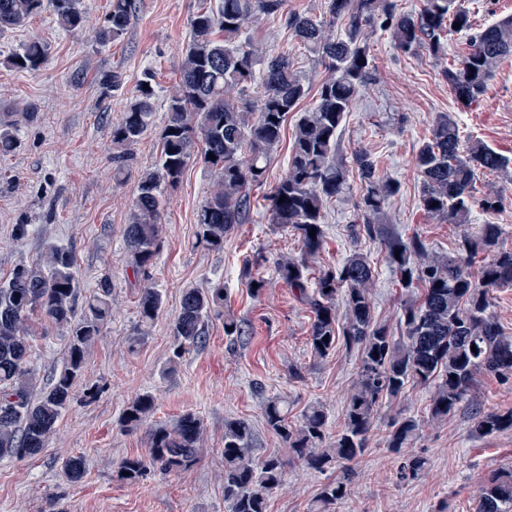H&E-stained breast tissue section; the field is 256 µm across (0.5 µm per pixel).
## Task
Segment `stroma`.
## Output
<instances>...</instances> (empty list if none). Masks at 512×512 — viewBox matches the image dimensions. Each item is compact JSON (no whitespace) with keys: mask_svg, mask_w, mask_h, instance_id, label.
Wrapping results in <instances>:
<instances>
[{"mask_svg":"<svg viewBox=\"0 0 512 512\" xmlns=\"http://www.w3.org/2000/svg\"><path fill=\"white\" fill-rule=\"evenodd\" d=\"M111 0H81L90 28H60L51 8L20 27L0 33V117L35 108L37 118L22 126L13 152L0 155V279L21 263L36 261L44 242L72 252L77 272V305H85L99 280H112V320L88 350L75 395L56 425L46 448L31 458L0 460V512H228L224 500V424L246 420L253 430V456L286 458L285 485L274 492L268 512H308L321 486L334 471L306 470L290 460L282 439L265 421L268 399L283 396L291 416L312 404L324 406L327 436L335 438L358 376L360 354L338 346L334 355L314 357L308 346L311 313L294 289L281 279L277 262L297 258L302 244L291 229L271 223L265 197L288 166L293 133L301 112L313 108L326 77L324 66L308 57L286 27V13L323 18L325 0H285L284 15L248 24L247 35L271 53H287L293 69L308 86L297 111L289 113L279 147L263 185L252 188L251 205L220 251L196 243L197 213L215 188L214 174L199 156H191L180 181L166 190L161 221L162 243L150 270L164 305L145 336H137L136 300L140 276L127 263L124 230L142 173L153 166L160 149L164 106H157L154 130L132 146V159L120 178L112 176L110 132L145 71H152L159 92L179 80L190 23L210 0H133L123 34L96 41ZM46 45V57L34 72L11 69L7 60L31 38ZM371 78L359 93L339 133V152L350 163L364 152L381 175L399 191L379 220L380 227L402 238L420 237L429 256L452 250L463 233L497 224L504 249L512 250V171L481 174L476 192H496L503 205L494 213L474 209L469 224H451L428 216L420 206L421 178L415 156L440 115L452 116L461 140H480L512 158V60L495 69L481 103L463 111L440 71L468 49L466 33L448 36V55L434 59L427 51H400L389 33L368 31ZM82 73L72 85L73 73ZM122 78L106 89L102 76ZM350 188L325 206L323 249L311 273L335 266L352 252L366 255L373 269L369 286L374 317L398 331V316L418 291L400 287L380 239L351 235L362 184L349 171ZM29 234L16 239L14 227ZM266 283L259 295L245 286L246 276ZM223 284L226 300L206 325V342L183 357L173 373L162 368L173 355L171 327L182 292L188 287ZM233 315L248 334H224V317ZM66 358L64 331L45 326L33 340L31 362L41 378H51ZM97 386L95 399L83 397ZM152 393L156 409L150 420L123 430L118 419L142 393ZM433 389L408 385L397 399L383 403L368 447L354 469L349 498L335 512H471L489 471L512 463V430L486 438L470 433L468 407L445 422L429 414ZM470 405L487 410L512 409V380L480 374ZM191 412L202 421L201 452L190 470L178 475L153 473L136 484L117 478L121 461L147 455L157 424L173 423ZM415 418L419 429L405 453L425 458L421 475L410 482L396 477L401 454L387 446V424ZM71 456L84 457L87 473L78 483L62 470Z\"/></svg>","mask_w":512,"mask_h":512,"instance_id":"obj_1","label":"stroma"}]
</instances>
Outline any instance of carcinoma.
<instances>
[{"label":"carcinoma","instance_id":"cac0c4a2","mask_svg":"<svg viewBox=\"0 0 512 512\" xmlns=\"http://www.w3.org/2000/svg\"><path fill=\"white\" fill-rule=\"evenodd\" d=\"M57 24L70 32L85 27L80 0H50ZM285 0H219L200 10L191 21V35L181 64L180 79L166 94L167 120L161 128L160 155L143 173L125 228L129 266L144 277L154 264L161 241L164 187L181 177L194 139L202 143L201 158L216 178V188L198 214L197 244L208 250L224 248V238L242 223L250 207V188L263 182L273 151L279 145L288 113L306 95L303 77L288 57L271 55L245 36L246 26L263 16H278ZM44 0H0V31L20 26L42 12ZM132 0H112L106 24L95 33L101 43L120 36L129 21ZM345 25L344 37L326 34V26ZM460 27H455V24ZM379 26L406 53L424 48L439 59L447 55L446 35L460 29L470 34L468 51L441 76L465 109L476 106L497 65L512 57V18L488 26L473 25L464 0H423L416 14L398 11L396 0H328L327 15L317 21L290 13L287 26L306 51L325 65L328 76L319 86L316 105L301 114L293 135L288 167L273 187L271 221L290 227L302 241L299 258H282V279L295 289L313 314L309 346L317 358L336 352L339 344L360 353L358 377L351 388L344 422L336 439L325 445L327 413L309 406L297 423L288 421V402L267 401V425L286 444L292 459L317 472L336 471L325 483L310 512H333L351 493L353 464L364 455L382 403L402 394L409 383L433 388L431 418L445 421L469 396L474 375L484 373L505 381L512 378V336L491 313L489 290L512 285V250L500 248L497 224H483L465 234L442 257L426 255L418 236L383 239L387 258L404 288L420 290L399 315L400 335L376 323L368 288L373 272L367 257L353 253L339 267L319 271L313 291L305 273L323 247L324 207L348 188V168L337 153L338 132L361 88L371 75L365 29ZM45 57L44 43L33 38L8 60L9 67L37 69ZM152 74L138 82L121 121L112 128L113 172L120 176L131 160L129 147L154 126L157 93ZM260 89L253 99L251 89ZM19 121H0V154L15 149ZM214 154L215 159L208 158ZM363 192L357 202L352 235H377L375 227L398 188L384 178L366 154L354 158ZM415 166L422 181L421 206L452 224H466L475 207L499 209L495 193L474 197L477 172H508L512 159L480 140L461 144L457 124L440 116L430 138L419 148ZM285 200H280V197ZM315 236H310V231ZM77 284L72 253L54 242L43 245L37 262L16 266L0 281V458L40 454L72 399L85 354L112 317V285L105 279L84 311L76 308ZM346 318L336 319V300ZM163 305L161 291L140 289L137 301L139 333L144 334ZM224 307V287H189L173 322V358L163 374L174 372L182 357L205 341V321ZM49 321L66 329L67 355L62 369L46 386L31 366V340L38 325ZM476 350H471V347ZM154 411L150 394L137 396L123 410L120 425L134 428ZM472 435L485 438L512 430V409L472 408ZM388 447L401 452L415 435L414 418L388 423ZM200 419L187 413L172 424L153 430L148 455L128 457L120 478L136 483L148 472L179 473L198 460ZM253 433L244 420L224 424V502L229 512H268V498L285 479L284 463L276 455L252 456ZM421 457L410 456L398 467V480H412L424 469ZM72 482L83 478L86 463L72 456L63 463ZM472 512H512V465L489 472Z\"/></svg>","mask_w":512,"mask_h":512}]
</instances>
